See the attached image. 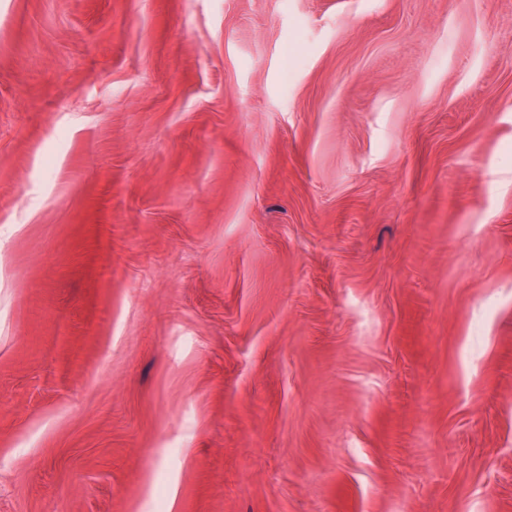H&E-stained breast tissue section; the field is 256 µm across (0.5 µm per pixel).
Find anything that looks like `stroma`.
Here are the masks:
<instances>
[{"instance_id":"35a3bbf8","label":"stroma","mask_w":512,"mask_h":512,"mask_svg":"<svg viewBox=\"0 0 512 512\" xmlns=\"http://www.w3.org/2000/svg\"><path fill=\"white\" fill-rule=\"evenodd\" d=\"M0 512H512V0H0Z\"/></svg>"}]
</instances>
